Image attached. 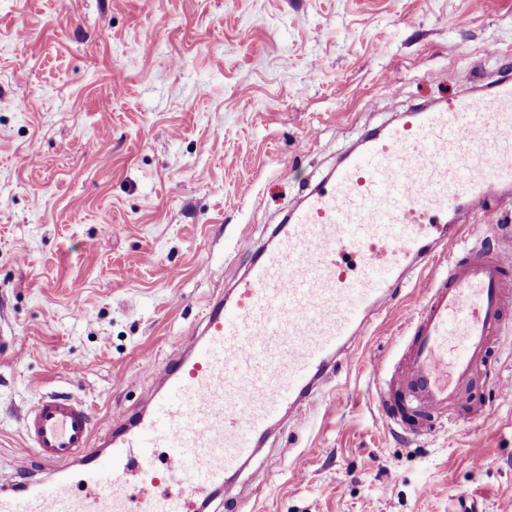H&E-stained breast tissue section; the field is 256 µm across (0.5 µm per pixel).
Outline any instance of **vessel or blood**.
I'll return each instance as SVG.
<instances>
[{
    "label": "vessel or blood",
    "instance_id": "1",
    "mask_svg": "<svg viewBox=\"0 0 512 512\" xmlns=\"http://www.w3.org/2000/svg\"><path fill=\"white\" fill-rule=\"evenodd\" d=\"M511 189V78L484 97L404 113L305 194L235 289L206 304L131 421L96 438L85 402L38 398L23 423L30 454L14 466L30 479L19 493L0 488V512H130L134 499L137 512H200L282 417L306 415L407 271L439 259L443 281L428 288L378 403L414 433L451 409L481 416L470 387L512 326V253L459 259L451 247L467 209L495 222L489 200ZM148 472L155 493L133 498L134 477ZM174 472L184 478L175 489Z\"/></svg>",
    "mask_w": 512,
    "mask_h": 512
}]
</instances>
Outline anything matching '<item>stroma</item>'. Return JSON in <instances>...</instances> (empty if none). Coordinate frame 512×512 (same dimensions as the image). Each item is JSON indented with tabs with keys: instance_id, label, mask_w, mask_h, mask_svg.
Masks as SVG:
<instances>
[{
	"instance_id": "35a3bbf8",
	"label": "stroma",
	"mask_w": 512,
	"mask_h": 512,
	"mask_svg": "<svg viewBox=\"0 0 512 512\" xmlns=\"http://www.w3.org/2000/svg\"><path fill=\"white\" fill-rule=\"evenodd\" d=\"M512 74V0H0V484L40 395L94 433L144 406L206 302L365 135ZM472 215L456 253L512 250ZM424 273L301 421L205 512H512V330L474 393L401 435L380 412Z\"/></svg>"
}]
</instances>
